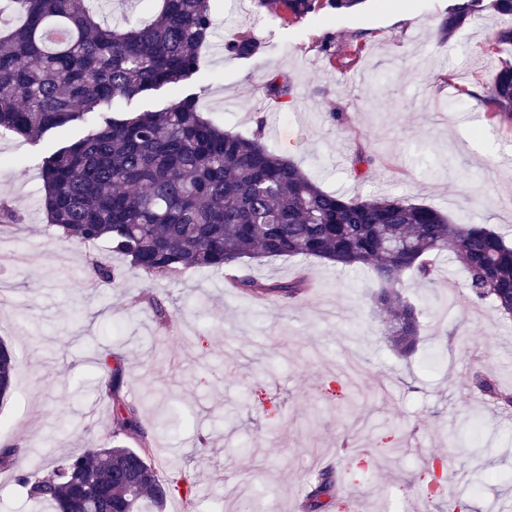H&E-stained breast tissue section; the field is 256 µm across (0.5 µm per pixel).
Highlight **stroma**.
Segmentation results:
<instances>
[{"label":"stroma","mask_w":512,"mask_h":512,"mask_svg":"<svg viewBox=\"0 0 512 512\" xmlns=\"http://www.w3.org/2000/svg\"><path fill=\"white\" fill-rule=\"evenodd\" d=\"M450 0H365L360 11L311 15L293 27L254 0H217L216 29L191 92L205 116L250 135L263 127L279 155L328 192L391 194L451 220L492 225L512 238V120L476 107L469 93L495 73L487 53L503 18L487 9L447 42L438 23ZM249 32L264 45L250 60L220 44ZM362 45L337 69L320 50ZM292 96L264 99L272 74ZM375 163L352 171L357 147ZM50 142L0 137V199L22 223L0 226V339L16 354L12 395L0 402V442L20 454L0 469V512H44L18 486L63 456L104 444L113 407L99 360L111 352L121 392L142 409L161 479L191 483L164 512H304L306 481L340 473L337 512H392L426 487L451 486L471 512H503L512 498V407L483 404L472 374L512 388V317L461 300L451 254L432 256L437 283L407 277L403 297L421 313L416 352L404 357L373 311L371 269L309 258L252 263L263 280L306 272L296 299L259 301L224 277L189 270L119 287L95 284L90 249L59 238L40 204ZM158 301L167 318L149 307ZM438 458L435 470L425 461Z\"/></svg>","instance_id":"stroma-1"}]
</instances>
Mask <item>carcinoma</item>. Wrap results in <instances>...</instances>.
Wrapping results in <instances>:
<instances>
[{
    "mask_svg": "<svg viewBox=\"0 0 512 512\" xmlns=\"http://www.w3.org/2000/svg\"><path fill=\"white\" fill-rule=\"evenodd\" d=\"M152 19L123 26L99 21L107 0H0V134L37 144L45 136L85 121L96 123L62 141L41 164L47 222L68 241L106 253L86 257L95 280L112 286L121 271L110 256L150 281L187 269L225 274L231 286L257 296L293 299L310 287L306 274L267 283L238 267L265 258H316L337 266L372 268L376 311L389 346L415 350L419 311L401 295L403 276L435 282L430 255L451 251L465 272L464 298L512 314V245L486 224H455L443 212L399 197L347 198L324 191L296 163L278 155L263 125L251 136L225 130L198 108L183 86L202 66L211 41L213 0H158ZM484 0H453L439 23L441 40L453 36ZM364 0H280L294 20L320 10L355 12ZM512 25L494 33L488 52L498 70L480 102L512 118ZM238 59H252L263 43L249 33L224 44ZM165 89L169 104L156 111L112 112L117 98L131 100ZM293 87L272 76L265 93L279 99ZM106 393L113 402L112 444L59 460L50 473L21 474L18 482L35 503L53 512H101V496L121 512H161L174 486L149 461L139 406L121 396V369L109 365ZM16 357L0 340V400L13 387ZM472 388L484 403L512 406V391L483 373ZM134 440L138 447L127 442ZM332 468L311 483L307 512H326L343 497Z\"/></svg>",
    "mask_w": 512,
    "mask_h": 512,
    "instance_id": "1",
    "label": "carcinoma"
}]
</instances>
